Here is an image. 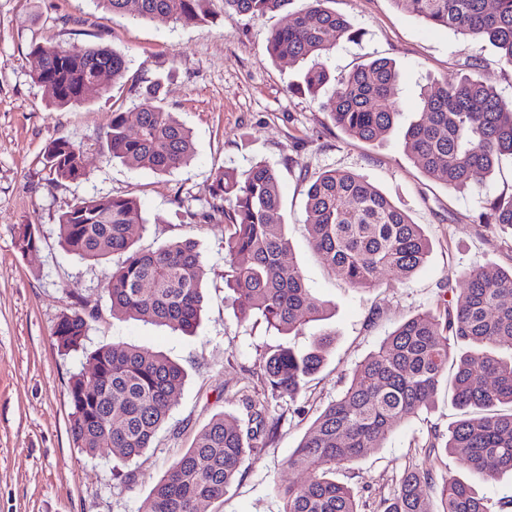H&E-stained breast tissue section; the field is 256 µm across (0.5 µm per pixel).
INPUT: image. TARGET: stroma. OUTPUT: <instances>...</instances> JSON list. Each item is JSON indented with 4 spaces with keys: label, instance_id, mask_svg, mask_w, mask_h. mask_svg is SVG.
I'll use <instances>...</instances> for the list:
<instances>
[{
    "label": "stroma",
    "instance_id": "35a3bbf8",
    "mask_svg": "<svg viewBox=\"0 0 512 512\" xmlns=\"http://www.w3.org/2000/svg\"><path fill=\"white\" fill-rule=\"evenodd\" d=\"M304 6L305 0H289L283 9L251 19L225 11L224 0H211L208 24L176 25L107 17L95 0H0V512H137L212 417L246 419L252 403L277 418L278 429L264 451L247 459L223 499L202 503L200 512H279L274 484L305 480L286 461L319 412L344 390L352 369L403 321L420 312L442 313L451 297L450 272L512 269V229L477 220L487 199L512 193V158H504L493 176H475L468 188L451 192L404 150L421 86L465 73L472 52L466 39L426 27L392 0H331V9L354 28L327 61L332 75L345 76L376 58L392 60L399 72L401 119L384 139L364 142L348 137L320 109L333 84L311 98L298 88L304 64L267 55L270 31ZM44 36L125 55L124 82L105 94L89 92L77 106L50 105L30 76L27 56L32 39ZM158 79L166 108L195 139L190 164L169 174L131 168L101 148L113 111H132L139 90ZM58 138L81 146L82 180L53 181L44 150ZM257 160L280 168L289 259L327 309L318 329L333 335L322 368L292 399L265 396L257 377L260 355L282 343L307 348L311 334L285 336L262 320H238L224 286V227L194 225L187 217L206 205L218 170L242 171ZM333 168L366 177L420 224L430 252L409 278L386 271L376 287L355 289L324 269L304 224L303 177ZM112 195L132 196L140 204L146 229L137 248L186 238L197 243L207 289L194 333L113 318L103 286L122 255L84 261L61 249L60 215L76 199ZM24 224L42 231L38 250L26 254L17 247ZM77 293L101 312L90 326L86 350L132 344L168 355L185 372L167 421L129 465L134 481L128 487L113 478L111 462L87 456L71 438L69 383L88 362L84 352H60L53 333ZM460 415L448 382H441L428 411L403 421L381 447L340 473L357 492L362 512H378L380 500L414 467L432 471L426 492L436 505L450 474L489 502L512 495L511 474L486 480L456 457L429 453L432 434H447Z\"/></svg>",
    "mask_w": 512,
    "mask_h": 512
}]
</instances>
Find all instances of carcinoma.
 Segmentation results:
<instances>
[{"label": "carcinoma", "instance_id": "1", "mask_svg": "<svg viewBox=\"0 0 512 512\" xmlns=\"http://www.w3.org/2000/svg\"><path fill=\"white\" fill-rule=\"evenodd\" d=\"M210 0H98L107 15L161 18L182 25L204 22ZM287 0H224V9L250 18L280 10ZM304 9L270 33L267 53L274 61L311 60L303 86L312 95L329 82L326 59L351 34V24L327 7L329 0H306ZM422 22L489 45L512 67V0H391ZM33 80L60 108L81 104L101 70L120 82L124 55L99 45H63L51 39L29 46ZM479 58L470 73L453 84L424 86L420 115L404 134L405 149L430 178L448 189L468 187L474 173H493L504 155L512 156V100L506 101L479 75ZM398 73L393 62L373 59L339 80L321 108L346 135L374 142L398 122L394 98ZM160 85L141 93L135 112H114L103 150L124 164L163 174L187 165L194 155L192 131L175 113L159 105ZM46 166L57 183L85 175L83 151L59 138L46 147ZM278 170L259 161L238 172L215 173L208 209L189 214L193 224L224 225L228 256L224 283L234 294L237 318L258 315L281 334L300 335L324 320L326 309L306 288L298 267L285 262L290 242L281 214ZM311 247L331 273L352 288H370L382 270L407 278L429 253L421 225L395 206L364 177L327 169L312 177L306 191ZM485 224L512 227V194L497 196L479 214ZM139 221L133 197L80 199L61 214V247L81 259L123 254L104 291L112 317L160 324L185 334L197 326L206 266L196 242L172 241L152 251L132 249ZM40 229L24 224L18 247L37 248ZM465 288L455 292L442 315L419 313L396 327L378 350L352 371L348 387L318 415L288 458L290 469L308 473L301 483L278 484L281 512H361L353 490L337 479L410 416L430 407L448 368L452 347L469 342L480 351L462 359L454 377V398L463 411L448 432L444 451L473 473L494 479L512 472V270L477 266L464 270ZM95 310L83 304L64 312L55 330L60 351L84 348ZM331 334L313 335L305 350L280 346L261 356L264 391L273 398L298 394L322 366ZM91 374L81 371L69 386L73 443L92 458L121 450L127 465L151 447L169 416L184 381L183 369L167 356L125 343L103 345L89 354ZM251 426L224 414L214 417L178 458L138 512H196L203 501L224 497L248 457L260 454L278 420L260 412ZM428 471L413 468L381 501V512H432L423 488ZM443 512H488L473 487L448 475L442 488Z\"/></svg>", "mask_w": 512, "mask_h": 512}]
</instances>
